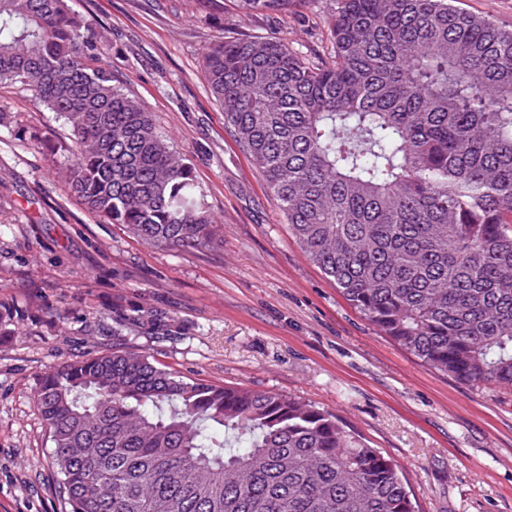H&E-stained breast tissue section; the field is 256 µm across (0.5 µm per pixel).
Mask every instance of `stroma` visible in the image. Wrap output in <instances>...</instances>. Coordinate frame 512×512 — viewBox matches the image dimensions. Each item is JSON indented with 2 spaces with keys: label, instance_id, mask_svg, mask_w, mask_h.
Instances as JSON below:
<instances>
[{
  "label": "stroma",
  "instance_id": "35a3bbf8",
  "mask_svg": "<svg viewBox=\"0 0 512 512\" xmlns=\"http://www.w3.org/2000/svg\"><path fill=\"white\" fill-rule=\"evenodd\" d=\"M100 63L191 163L224 235L199 253L98 223L57 175L69 129L0 85V299L29 309L0 336V512H60L32 395L50 368L123 345L184 375L275 391L336 415L399 465L419 512H512V392L437 373L381 336L305 256L280 203L224 126L202 69L221 37L282 38L328 56L336 0L245 16L234 0H70ZM49 137L58 153L19 142ZM66 313L56 320L54 310ZM162 313L163 330L119 319Z\"/></svg>",
  "mask_w": 512,
  "mask_h": 512
}]
</instances>
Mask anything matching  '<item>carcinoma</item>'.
<instances>
[{"instance_id": "cac0c4a2", "label": "carcinoma", "mask_w": 512, "mask_h": 512, "mask_svg": "<svg viewBox=\"0 0 512 512\" xmlns=\"http://www.w3.org/2000/svg\"><path fill=\"white\" fill-rule=\"evenodd\" d=\"M286 14L297 0H235ZM333 51L276 36L202 52L224 125L307 258L428 368L512 391V29L452 0H339ZM67 0H0V84L70 128L63 180L158 248L222 243L193 168L98 65ZM24 313L0 300V335ZM33 402L63 512H416L335 413L120 347L44 372Z\"/></svg>"}]
</instances>
